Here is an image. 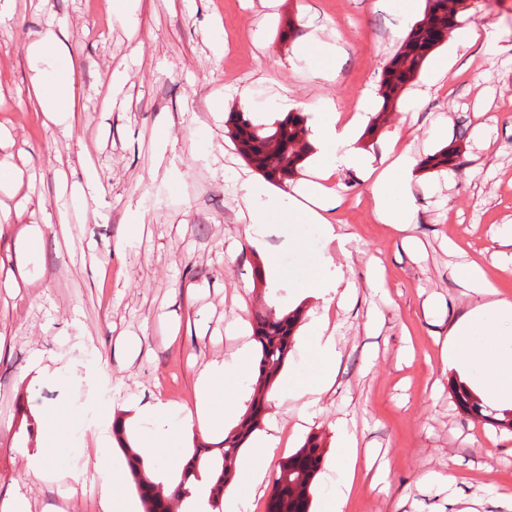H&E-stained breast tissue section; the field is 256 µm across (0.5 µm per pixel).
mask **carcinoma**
<instances>
[{"label": "carcinoma", "instance_id": "1", "mask_svg": "<svg viewBox=\"0 0 512 512\" xmlns=\"http://www.w3.org/2000/svg\"><path fill=\"white\" fill-rule=\"evenodd\" d=\"M456 2L454 10L444 13L439 11V5L433 0H425L422 14L382 71L379 82L381 105L368 133L376 131L382 115L396 104L399 92L420 74L429 55L445 40L444 34L459 28L470 5L466 0ZM225 127L238 153L268 182L280 187L293 179L312 151L311 129L302 112H288L270 123L259 124L250 113L241 110L228 114ZM460 157V147L450 144L428 156L424 164L433 169L453 170L460 165ZM299 320L298 309L280 313L269 308L255 314L252 330L259 346L260 374L253 386L248 410L222 441L196 440L187 463L179 468L177 477L166 491L155 496L141 492L146 485L159 487L161 483L154 479L152 464L132 448L122 421H114L112 433L125 454L144 512H168V502H182L191 496L196 482L204 474L211 477L207 486L208 502L215 509L221 507L227 485L236 479L245 484L243 475L238 472L239 454L252 433L260 428L270 404L272 385L286 365ZM453 389L464 412L489 421L498 428L512 430L511 412L505 411L498 418L486 415L482 400L468 386L455 383ZM322 459L323 448L319 438L311 436L301 448L280 461L275 470L267 512H309V494Z\"/></svg>", "mask_w": 512, "mask_h": 512}]
</instances>
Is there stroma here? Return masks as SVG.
<instances>
[{"mask_svg": "<svg viewBox=\"0 0 512 512\" xmlns=\"http://www.w3.org/2000/svg\"><path fill=\"white\" fill-rule=\"evenodd\" d=\"M470 2L469 20L383 126L359 128L352 142L377 158L394 138L410 148L417 224L380 223L361 173L343 168L329 210L347 238L340 248L322 225L289 223L283 189L239 155L224 121L240 107L266 123L287 103L312 128L332 109L375 114L382 70L414 22L402 0H140L133 25L118 0L101 14L89 0H13L12 20L0 24V495H24L31 512H101L96 488L76 481L95 468L114 487L112 512H129L138 494L125 455L94 457L91 433L133 395L194 408L198 365L230 357L242 343L235 327L251 330L272 306L303 313L269 406L282 453L316 435L333 455L347 424L359 454L344 512H450L446 492L422 481L432 473L453 477L481 512H501L512 499V432L456 402L453 382L476 387L485 363L460 373L443 356L454 320L474 304L459 284L462 262L476 261L512 299V268L499 255L512 227V0ZM289 21L335 45V78L313 72L300 41L280 40ZM58 23L71 36L52 69L81 67L68 135L29 101L37 61L27 45ZM475 29L483 37L472 44ZM112 72L120 81L109 83ZM453 140L455 170L424 168ZM89 157L102 188L72 199ZM246 178L267 210L256 241L241 214ZM76 205L83 221L62 234L59 212ZM27 224L42 234L23 254L15 240ZM328 256L356 287L343 307L297 294ZM315 314L336 338V382L299 431L294 393L313 369L304 340ZM25 410L38 425L33 440ZM196 435L172 417L156 472L173 478ZM46 440L55 444L47 476L26 479L22 455Z\"/></svg>", "mask_w": 512, "mask_h": 512, "instance_id": "1", "label": "stroma"}]
</instances>
